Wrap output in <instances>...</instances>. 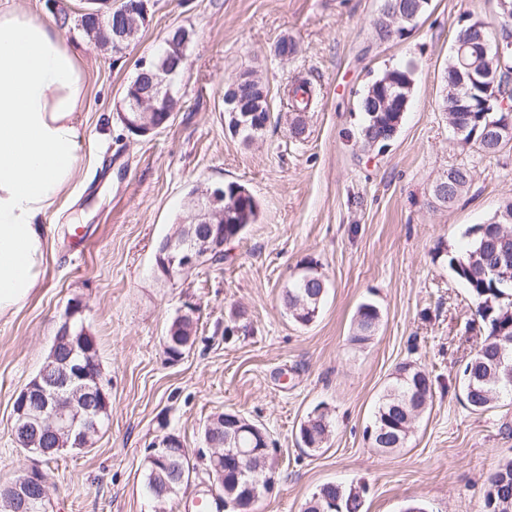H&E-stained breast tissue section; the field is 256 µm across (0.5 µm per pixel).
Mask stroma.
<instances>
[{"mask_svg":"<svg viewBox=\"0 0 512 512\" xmlns=\"http://www.w3.org/2000/svg\"><path fill=\"white\" fill-rule=\"evenodd\" d=\"M382 0H157L150 24L123 58L78 31L67 39L89 82L82 160L67 203L49 214L52 241L43 280L11 318L0 319V484L31 466L13 436V399L44 365L71 300L82 301L110 408L87 450L42 464L47 512H186L206 481L202 429L237 412L274 441L276 486L258 512H302L320 485L364 486L362 512H481L488 477L512 459V398L474 412L460 399L459 371L480 346L466 331L474 312L448 266L466 232L512 201V144L486 155L464 143L442 107L454 30L461 15L493 20L496 0H431L405 36L376 34ZM192 33L175 88L178 108L157 134H131L116 104L138 57L168 30ZM297 52L280 58L279 39ZM414 61L401 129L387 149L358 139V102L386 69ZM262 79L271 118L247 143L224 123V87L244 71ZM309 82L316 98L305 130L291 137L289 87ZM452 167L470 187L451 206L434 195ZM235 181L258 200L261 218L204 264L166 281L160 241L184 218L197 186ZM80 236H73V229ZM316 264L327 292L317 320L289 319L284 288ZM381 320L353 341L358 306ZM193 307L195 342L177 362L164 351L172 319ZM428 371L433 403L404 447L374 448L365 435L402 364ZM333 431L319 451L299 446L316 406ZM179 436L195 469L180 498L157 502L143 481L146 448Z\"/></svg>","mask_w":512,"mask_h":512,"instance_id":"obj_1","label":"stroma"}]
</instances>
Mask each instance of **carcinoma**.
I'll list each match as a JSON object with an SVG mask.
<instances>
[{"mask_svg":"<svg viewBox=\"0 0 512 512\" xmlns=\"http://www.w3.org/2000/svg\"><path fill=\"white\" fill-rule=\"evenodd\" d=\"M56 23L61 28L77 30L88 40L94 42L107 52V33L111 29L113 17L106 16L98 22L83 19L78 13L74 16L62 11ZM494 23L481 21V31L469 32L468 26H456L454 38L465 34L474 42L480 34L493 32ZM243 80L236 86L227 85L224 98H246L247 90H255L260 80L251 71L241 74ZM413 73L409 64L399 65L386 70L381 76L372 80L365 88L359 109L363 114L359 136L364 145L373 147L384 146L383 140L397 136L409 99L388 102L382 106L383 99L380 88L395 84L405 86L403 93L410 94ZM292 100L298 111L307 109L312 100V89L306 82L299 83L291 90ZM248 111L254 113L250 123L240 133L244 139H253L262 134L266 122L270 120L268 100H249ZM452 123L467 127L462 135L465 143L475 145L487 155L498 153L502 146L490 141L481 140L486 120L481 112H453ZM471 175L465 168H456L455 180L449 183V194L457 200L460 192L470 181ZM241 184L227 182L224 184V196H238L239 207L224 222V237L241 238L249 224H255L260 217V207L254 196L237 194ZM470 241L461 255H453L449 265L457 278L469 291L475 305L474 319L484 339L478 350L466 361L459 376L462 398L466 406L475 411H485L502 395L512 396V380H508L504 370L512 367V282L502 284V275L512 276V202L506 204L500 214L493 216L489 222L468 230ZM320 282L310 284L296 277L288 282L283 299L288 316L295 323L307 326L318 317L323 299L319 298ZM380 322V311L371 301L359 305L354 319L353 339L364 342L371 339ZM433 399V383L430 374L411 364L399 367L396 381L381 395L376 406L373 421L370 425L372 433L367 435L371 444L377 448H401L407 442L415 420L425 411ZM245 424L247 418L237 413H219L214 420L223 425L218 431L204 429V434L218 442L219 448L231 450L235 448L253 447L252 438L243 433L239 437L230 435L231 420ZM332 433V419L325 410L315 417L310 432L312 450L323 447ZM258 471L247 472L237 477L229 473L224 478V496L237 497L245 494L255 502H260L268 495L269 481L275 478L272 461L264 457L256 464ZM175 469L163 467L155 462H145L144 481L151 489L165 491L167 500L177 498L186 485L173 478ZM365 488L347 487L341 483L327 482L320 485L312 494V506L307 512H361ZM482 512H512V460L504 463L488 478L487 491L484 494Z\"/></svg>","mask_w":512,"mask_h":512,"instance_id":"obj_1","label":"carcinoma"}]
</instances>
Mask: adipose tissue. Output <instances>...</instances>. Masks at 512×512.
Returning <instances> with one entry per match:
<instances>
[{"label": "adipose tissue", "mask_w": 512, "mask_h": 512, "mask_svg": "<svg viewBox=\"0 0 512 512\" xmlns=\"http://www.w3.org/2000/svg\"><path fill=\"white\" fill-rule=\"evenodd\" d=\"M88 75L54 19L0 0V319L39 285L81 160Z\"/></svg>", "instance_id": "ef3b65f1"}]
</instances>
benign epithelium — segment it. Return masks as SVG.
<instances>
[{
  "mask_svg": "<svg viewBox=\"0 0 512 512\" xmlns=\"http://www.w3.org/2000/svg\"><path fill=\"white\" fill-rule=\"evenodd\" d=\"M82 13L89 17L115 16L112 27V56L121 57L131 48L130 32L150 23L155 0H86ZM169 50L162 55L155 53L137 59L138 78L132 89L118 102L117 111L125 128L138 136L153 135L171 121L175 101L173 81L186 60L191 43L190 32L184 27L171 30L166 39ZM459 63L465 70L466 80L459 85L461 95L469 96L473 88L486 90L482 97V111L499 112L500 118L487 122L483 138L501 142L512 136V106L500 95L491 93L499 80V73L476 69L471 59L481 56L504 60L512 53V37L499 35L481 38L479 46L472 48L463 42L452 46ZM185 207L190 209V223L182 225V234L169 236L162 242L157 253L158 269L168 281L182 272L192 269L206 260L216 250L224 247V187H208L187 198ZM78 301L71 302L64 313L59 335H71V321L83 314ZM109 401V394L100 380V373L88 363L71 366L58 365L51 374L43 371L32 379L15 396L13 414L15 431L23 438L49 433L56 438L53 448H42L33 442L25 450L39 458H45L52 450L68 445L86 449L92 445V436L99 432V423L93 412L95 399ZM186 452L177 438L158 436L151 443L148 455L166 466ZM253 456L250 448L231 452L211 449L214 461L209 471L214 484L224 486V476L233 469L240 474L247 470ZM15 501V512H32L37 503L47 499L45 478L42 470L34 466L21 473L10 483Z\"/></svg>",
  "mask_w": 512,
  "mask_h": 512,
  "instance_id": "obj_1",
  "label": "benign epithelium"
}]
</instances>
